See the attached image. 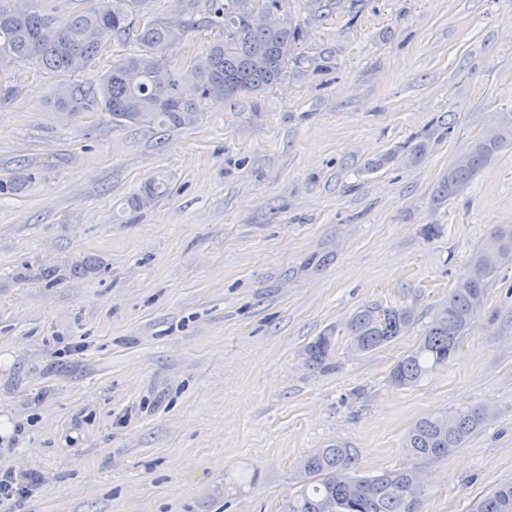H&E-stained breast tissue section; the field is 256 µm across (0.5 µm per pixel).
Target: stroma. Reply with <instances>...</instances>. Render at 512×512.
<instances>
[{"label":"stroma","mask_w":512,"mask_h":512,"mask_svg":"<svg viewBox=\"0 0 512 512\" xmlns=\"http://www.w3.org/2000/svg\"><path fill=\"white\" fill-rule=\"evenodd\" d=\"M288 8L304 37L282 81L202 101L189 128L63 121L46 76L0 69V179L19 184L0 196V471L41 475L23 512H279L336 443L366 475L421 467L418 512L512 483V265L447 365L391 380L512 224V145L436 194L512 112V0ZM158 172L168 194L129 209ZM395 303L413 323L353 350L351 317ZM325 332L335 365L309 368ZM466 406L490 417L463 448L410 455L419 418ZM512 143V112H507L497 127L481 137L448 169L438 192L444 197L462 193L474 176L486 167L503 146Z\"/></svg>","instance_id":"35a3bbf8"}]
</instances>
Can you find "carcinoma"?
Listing matches in <instances>:
<instances>
[{"instance_id":"carcinoma-1","label":"carcinoma","mask_w":512,"mask_h":512,"mask_svg":"<svg viewBox=\"0 0 512 512\" xmlns=\"http://www.w3.org/2000/svg\"><path fill=\"white\" fill-rule=\"evenodd\" d=\"M204 16L188 22L155 13L151 0H94L64 23L53 14L21 6V0H0V68L36 65L53 79L57 111L74 119L94 107L111 117L112 125L189 127L201 117L200 100L258 96L286 74L300 27L288 18V0H207ZM151 23L144 24L142 19ZM217 31L206 54L176 69L168 52L194 27ZM121 40L135 45L131 53L112 58V65L94 82L72 79L103 55L102 48ZM512 143V112L481 137L448 169L438 192L462 193L501 148ZM162 176L150 179L128 200L140 210L167 194ZM512 264V224L495 226L472 254L469 273L448 294L418 347L394 366L399 386L417 383L443 366L459 349L461 339L482 308L488 282ZM406 305L367 306L347 324L351 346L371 351L400 336L413 321ZM335 342L327 335L307 346L306 362L322 368L332 359ZM488 412L466 407L436 413L415 422L409 432L410 452L423 459L448 456L485 424ZM304 483L286 495L279 512H417L423 478L416 469L362 475L354 451L333 444L305 455L299 462ZM475 512H512V484L497 487Z\"/></svg>"}]
</instances>
